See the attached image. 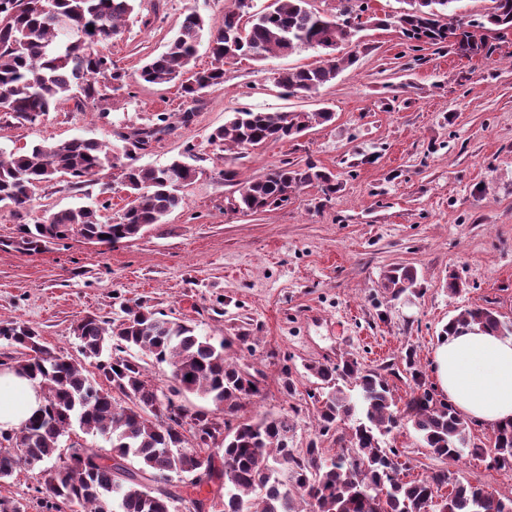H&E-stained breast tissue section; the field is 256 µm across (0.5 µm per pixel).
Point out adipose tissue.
Instances as JSON below:
<instances>
[{"mask_svg": "<svg viewBox=\"0 0 512 512\" xmlns=\"http://www.w3.org/2000/svg\"><path fill=\"white\" fill-rule=\"evenodd\" d=\"M433 361L440 390L460 414L491 427L512 422V336L470 326L441 342ZM43 402L38 381L0 369V432L19 430Z\"/></svg>", "mask_w": 512, "mask_h": 512, "instance_id": "obj_1", "label": "adipose tissue"}]
</instances>
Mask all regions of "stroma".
I'll use <instances>...</instances> for the list:
<instances>
[{
    "label": "stroma",
    "mask_w": 512,
    "mask_h": 512,
    "mask_svg": "<svg viewBox=\"0 0 512 512\" xmlns=\"http://www.w3.org/2000/svg\"><path fill=\"white\" fill-rule=\"evenodd\" d=\"M231 7V0H136L105 50L135 79L165 51L185 14L198 11L213 32ZM475 34L491 55L463 57L448 45L414 51L396 26L366 29L357 36L356 62L303 98L284 96L275 77L317 64L311 49L231 61L223 85L193 103L179 81H135L105 111L68 104L31 124L0 117L5 153L73 138L115 144L120 134L152 128L163 113L170 130L138 151V165L164 166L192 144L202 155L195 180L181 190L183 206L116 244L74 238L31 253L18 232L19 221L72 207L118 217L133 197L108 170L77 186L59 177L25 219L1 208L0 321L35 327L44 346L79 363L77 323L90 314L110 321L135 304L191 321L199 335L217 340L247 332V345L229 355L259 372L263 393L245 403L243 415L286 416L293 447L316 438L325 456L334 455V438L318 434L307 365L357 359L405 400L413 387L406 354L435 385L433 353L449 318L482 306L512 321V30ZM242 109H326L335 118L256 148L208 144ZM188 110L194 116L185 124ZM287 160L332 172L338 191L327 197L309 186L264 212L228 209L234 188L224 168L248 180ZM394 265L415 267V295L390 299L381 280ZM452 274L464 284L457 295L447 288ZM385 442L407 464V478L448 467L460 480L512 496V470L472 456L446 464L421 447L411 425ZM39 482L38 472L18 469L0 480V498L43 512Z\"/></svg>",
    "instance_id": "35a3bbf8"
}]
</instances>
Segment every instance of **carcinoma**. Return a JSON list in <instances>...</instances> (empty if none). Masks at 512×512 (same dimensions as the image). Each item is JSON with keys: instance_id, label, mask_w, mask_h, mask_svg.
Wrapping results in <instances>:
<instances>
[{"instance_id": "cac0c4a2", "label": "carcinoma", "mask_w": 512, "mask_h": 512, "mask_svg": "<svg viewBox=\"0 0 512 512\" xmlns=\"http://www.w3.org/2000/svg\"><path fill=\"white\" fill-rule=\"evenodd\" d=\"M40 0H0V113L33 123L40 116L69 102L78 108L107 100L101 84L117 92L128 86V76L102 52V43L117 34L134 10L135 0H54V12H44ZM314 0H273L256 10L234 0V9L209 40L210 67L196 71L193 61L205 29L204 17L191 11L165 51L148 61L137 79L167 83L185 77L182 92L196 102L205 90L224 83L226 34L236 39L233 52L262 60L266 55H289L299 49L324 51L313 67L288 68L278 73L283 94L312 93L331 83L356 56L336 54L339 43L350 39L339 17L313 5ZM459 0H414L396 19L368 17L380 27L395 23L403 37L420 48L452 41L457 53L490 54L486 43L455 18ZM488 30L512 29V0H491L474 23ZM334 113L254 112L240 110L209 135L212 144L238 148L296 139L316 124L332 121ZM148 131L121 136L115 150L99 141L74 138L41 143L0 156V207L18 210L30 206L39 189L67 175L78 185L113 168L120 157V177L135 194L118 221L109 224L89 207L54 212L34 224H21L22 243L37 251L54 240L72 237L117 243L138 236L144 228L183 204L176 183L192 182L197 168L181 159L162 167H142L133 153L170 127L166 118ZM224 181L237 187L228 198L229 209L239 213L263 212L288 203L297 190L316 184L330 195L336 192L331 172L313 163L303 166L284 161L263 176L241 181L227 168ZM416 269L397 265L382 282L391 298L414 293ZM478 325L502 336L512 335V321L492 308L472 307L448 320L440 331L445 339L459 329ZM80 352L97 360L102 382L92 381L85 367L63 354L47 350L38 332L24 325L0 322V338L15 347L16 368L39 380L44 405L24 427L0 434V479L14 474L21 464L40 466L45 507L74 498L82 512H100L104 499L112 512H172L180 491L153 490L149 482L159 476L193 473L201 478L191 487L207 496L195 500L196 512L220 496V512H512V497L496 495L482 485L464 483L447 469L406 480L395 448L381 446L382 438L411 423L421 446L450 462L465 453L489 458L494 469L512 470V423L492 430L489 446L471 442L467 419L426 386L412 354L406 372L414 388L398 406L387 378L365 370L355 359L335 365L310 364L307 370L320 381L315 420L318 434H337L339 452L325 457L319 441L305 448L288 446L292 427L286 416L239 415L243 402L261 394L259 379L227 357L234 343L249 336L223 338L215 343L195 327L139 306L126 308L111 324L95 316L83 318L75 329ZM139 350L158 364L171 368L169 393L147 375ZM194 395L213 408H199L179 422L172 418L176 398ZM87 434L106 437L109 452L77 443L74 462L61 459V437L73 423ZM448 489L443 494L441 490Z\"/></svg>"}]
</instances>
